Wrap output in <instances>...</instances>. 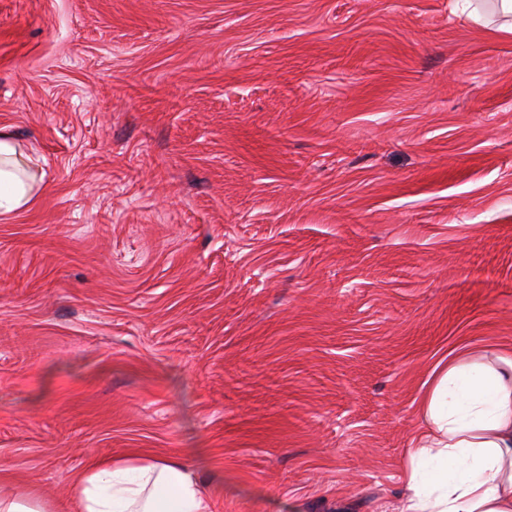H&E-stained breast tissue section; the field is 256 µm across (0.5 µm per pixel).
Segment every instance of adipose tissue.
I'll return each mask as SVG.
<instances>
[{
  "label": "adipose tissue",
  "mask_w": 512,
  "mask_h": 512,
  "mask_svg": "<svg viewBox=\"0 0 512 512\" xmlns=\"http://www.w3.org/2000/svg\"><path fill=\"white\" fill-rule=\"evenodd\" d=\"M33 163L1 126L0 210L28 204ZM418 410L401 512H512V350L461 349L436 367ZM71 489L77 512H213L196 470L165 457L94 464Z\"/></svg>",
  "instance_id": "1"
}]
</instances>
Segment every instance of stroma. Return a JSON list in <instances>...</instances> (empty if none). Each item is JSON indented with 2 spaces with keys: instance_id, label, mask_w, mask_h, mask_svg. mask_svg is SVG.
I'll list each match as a JSON object with an SVG mask.
<instances>
[{
  "instance_id": "35a3bbf8",
  "label": "stroma",
  "mask_w": 512,
  "mask_h": 512,
  "mask_svg": "<svg viewBox=\"0 0 512 512\" xmlns=\"http://www.w3.org/2000/svg\"><path fill=\"white\" fill-rule=\"evenodd\" d=\"M453 0H0V485L399 512L438 363L512 347V33ZM37 162L21 152L16 135L0 127V210L11 212L26 206L32 197L31 165ZM71 489L77 512H213L196 470L166 457L96 463Z\"/></svg>"
}]
</instances>
